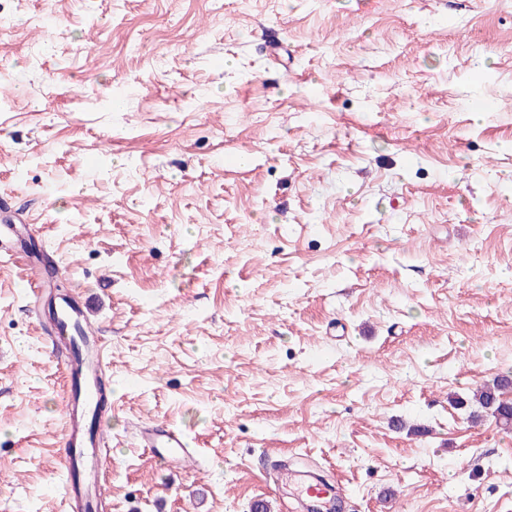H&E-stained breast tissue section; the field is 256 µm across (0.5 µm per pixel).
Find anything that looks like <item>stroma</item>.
<instances>
[{
	"instance_id": "1",
	"label": "stroma",
	"mask_w": 512,
	"mask_h": 512,
	"mask_svg": "<svg viewBox=\"0 0 512 512\" xmlns=\"http://www.w3.org/2000/svg\"><path fill=\"white\" fill-rule=\"evenodd\" d=\"M0 87V512H64L42 251L108 349L102 512H301L284 461L512 512L456 404L512 371V0H0ZM139 441L144 448H153L155 456L160 459H179L189 468L194 466L186 451V436L181 429L164 422L145 423L139 430Z\"/></svg>"
}]
</instances>
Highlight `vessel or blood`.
<instances>
[{"label": "vessel or blood", "instance_id": "1", "mask_svg": "<svg viewBox=\"0 0 512 512\" xmlns=\"http://www.w3.org/2000/svg\"><path fill=\"white\" fill-rule=\"evenodd\" d=\"M56 321L47 340L50 357L64 358L68 374L79 382L65 403V431L61 444L68 452L62 467L70 477L64 485L68 512H83L86 497H100V462L105 448L101 435H87L86 419L95 412L102 398L98 378L108 360L100 337L86 329L87 306L70 297H59L55 305ZM143 447L153 449L156 457L177 459L185 466L193 460L186 451L187 441L181 429L163 422L143 424L139 430Z\"/></svg>", "mask_w": 512, "mask_h": 512}]
</instances>
